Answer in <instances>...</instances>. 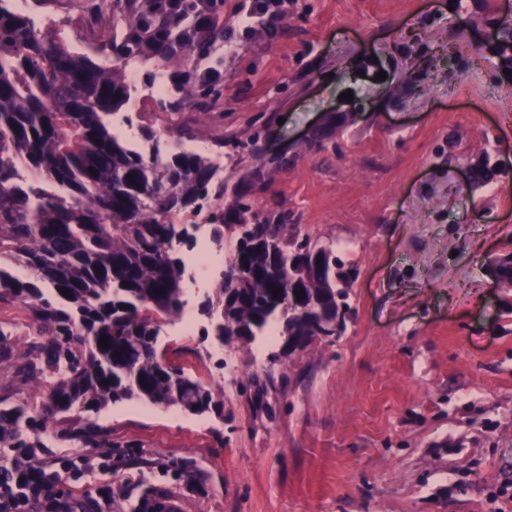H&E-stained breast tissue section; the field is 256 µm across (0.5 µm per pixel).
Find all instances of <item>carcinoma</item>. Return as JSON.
<instances>
[{
    "label": "carcinoma",
    "instance_id": "carcinoma-1",
    "mask_svg": "<svg viewBox=\"0 0 512 512\" xmlns=\"http://www.w3.org/2000/svg\"><path fill=\"white\" fill-rule=\"evenodd\" d=\"M109 8L117 30L112 55L96 62L12 0H0V260L10 257L30 271L20 278L0 266V300L28 306L34 358L23 371L49 386L36 418L26 405L0 399L1 448H41L50 425L110 402L223 411L155 346L159 323L184 306L186 267L175 246L194 244L175 217L187 220L209 206L213 240L235 242L217 288L224 324L214 332L224 340H253L276 320L291 355L332 324L343 334L351 314L353 267L333 249L288 233L282 216L254 209L251 189L263 169L249 183L215 187L209 158L182 151L160 159L151 127H142L153 143L150 158L112 132L108 117L131 98L129 60L150 55L171 68L182 58L161 39H142L156 8L140 0H109ZM490 25L512 68V23ZM258 140L256 131L219 146L254 154ZM22 167L34 179L18 180Z\"/></svg>",
    "mask_w": 512,
    "mask_h": 512
}]
</instances>
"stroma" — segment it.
I'll list each match as a JSON object with an SVG mask.
<instances>
[{
  "label": "stroma",
  "instance_id": "obj_1",
  "mask_svg": "<svg viewBox=\"0 0 512 512\" xmlns=\"http://www.w3.org/2000/svg\"><path fill=\"white\" fill-rule=\"evenodd\" d=\"M26 9L63 19L64 41L92 57L111 35L101 0ZM492 18L512 20V0H288L273 28L229 31L223 83L196 82L190 51L178 106L132 99L141 124L186 152L259 133L260 157L225 160L215 181L265 167L256 210L356 269L352 317L339 338L274 362L282 339L222 345L171 316L159 352L223 414L110 403L46 447L6 450L92 460L41 512L91 498L98 512L145 499L177 512H512V287L489 267L512 255V74L485 37ZM351 108L352 122L315 137ZM28 316L0 301V399L35 415L48 388L21 371ZM89 422L92 438H71Z\"/></svg>",
  "mask_w": 512,
  "mask_h": 512
}]
</instances>
